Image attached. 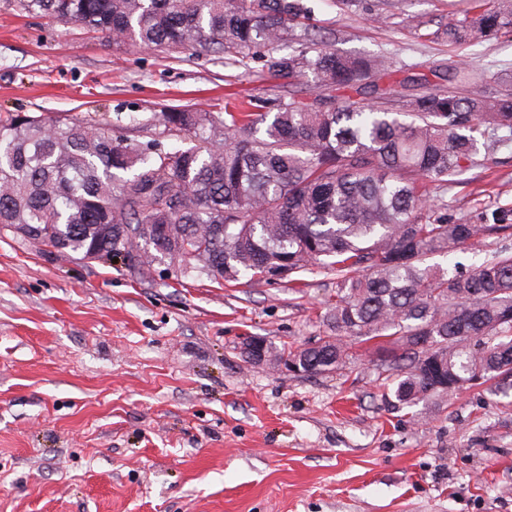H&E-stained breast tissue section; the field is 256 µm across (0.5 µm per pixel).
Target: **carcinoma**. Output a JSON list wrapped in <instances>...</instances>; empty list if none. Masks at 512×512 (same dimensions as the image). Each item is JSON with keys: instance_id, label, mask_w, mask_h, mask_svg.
I'll return each mask as SVG.
<instances>
[{"instance_id": "carcinoma-1", "label": "carcinoma", "mask_w": 512, "mask_h": 512, "mask_svg": "<svg viewBox=\"0 0 512 512\" xmlns=\"http://www.w3.org/2000/svg\"><path fill=\"white\" fill-rule=\"evenodd\" d=\"M440 35L471 43L512 29V0H473ZM28 12L112 38L116 45L188 48L198 55L249 51L274 76L339 91L326 109L293 99L224 104V115L170 110L162 123L199 138L148 153L99 124L9 113L0 117V230L82 260L121 256L140 272L178 259L225 281L271 270L336 276L327 322L334 335L273 357L299 375L341 370L345 339L372 344L392 409L447 406L482 387L512 394V251L463 273L430 262L467 244L512 237V202L456 220L429 197L512 140V91L463 96L473 72L448 68L446 89L382 99L383 57L341 53L296 28L305 0H20ZM298 44L279 54L286 43ZM165 224L163 237L146 236ZM138 247H133V243Z\"/></svg>"}]
</instances>
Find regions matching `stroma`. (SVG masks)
Wrapping results in <instances>:
<instances>
[{"instance_id":"1","label":"stroma","mask_w":512,"mask_h":512,"mask_svg":"<svg viewBox=\"0 0 512 512\" xmlns=\"http://www.w3.org/2000/svg\"><path fill=\"white\" fill-rule=\"evenodd\" d=\"M448 0H315L305 27L338 51L386 56L383 85L448 65L475 95L512 82V32L434 39ZM386 23H379V16ZM237 98L329 105L259 60L115 46L0 0V113L105 119L165 151L194 146L159 114L218 113ZM454 218L512 202V143L447 187ZM333 275L227 282L157 260L87 262L0 231V512H512V405L474 388L420 420L391 410L366 344L342 370L295 376L241 358L329 335Z\"/></svg>"}]
</instances>
